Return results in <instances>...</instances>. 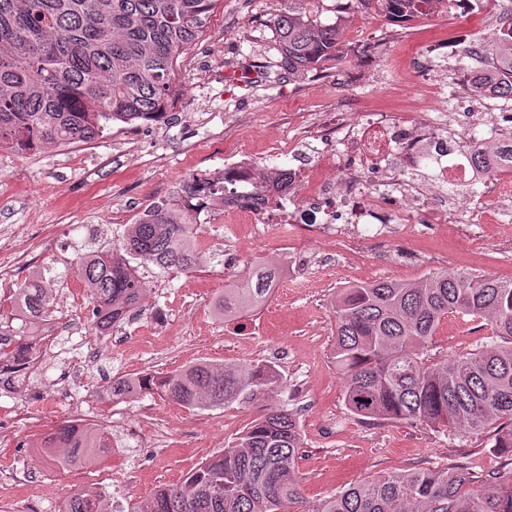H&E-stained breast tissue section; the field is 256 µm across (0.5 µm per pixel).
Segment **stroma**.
<instances>
[{"label": "stroma", "instance_id": "35a3bbf8", "mask_svg": "<svg viewBox=\"0 0 512 512\" xmlns=\"http://www.w3.org/2000/svg\"><path fill=\"white\" fill-rule=\"evenodd\" d=\"M282 0H217L205 32L177 60L174 107L148 124L112 123L102 138L18 155L0 150V309L31 272L54 290L50 322L55 353L42 356L25 388L0 390V416L48 396L53 415L32 414L0 443V512L33 503L60 512L76 490L104 492L115 512H136L160 486L179 483L198 463L223 451L251 421L248 409L188 410L156 394L114 398L112 378L167 373L195 362H271L285 388L281 403L295 412L304 438L297 470L315 504L353 483L385 472L463 462L501 469L512 482V453H491L488 433L452 436L406 422L357 419L344 402L333 359L331 305L351 284L422 280L448 270L512 280V204L498 224L473 223L461 211L431 232L418 224L338 225L324 239L315 224L197 227L206 261L186 273L142 264L147 292L117 326L96 335L93 303L75 270L78 259L118 244L127 225L152 203L171 197L192 174L223 168L226 155L250 152L263 164L288 165L304 130L345 103L370 112L455 111L471 98L460 51L512 16V0H478L410 20L386 17L358 0H318L317 16L341 22L342 49L305 76L289 73L272 26ZM453 45L452 57L439 47ZM286 267L294 285L273 291L242 323L214 315L225 282L247 274L255 258ZM488 322L449 317L434 338L440 354L488 342ZM97 337L98 358L74 385L61 374L82 336ZM106 427L119 450L103 460L53 467L39 443L77 408Z\"/></svg>", "mask_w": 512, "mask_h": 512}]
</instances>
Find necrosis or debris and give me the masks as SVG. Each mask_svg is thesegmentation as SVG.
Segmentation results:
<instances>
[{
	"label": "necrosis or debris",
	"mask_w": 512,
	"mask_h": 512,
	"mask_svg": "<svg viewBox=\"0 0 512 512\" xmlns=\"http://www.w3.org/2000/svg\"><path fill=\"white\" fill-rule=\"evenodd\" d=\"M481 112H340L331 127L335 155L310 166L274 168L259 177L254 157L224 161V199L203 216L227 224H449L476 187L493 200L512 197V174L485 177L470 142L493 147L507 113L496 87Z\"/></svg>",
	"instance_id": "obj_1"
}]
</instances>
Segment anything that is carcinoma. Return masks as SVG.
<instances>
[{
    "instance_id": "obj_1",
    "label": "carcinoma",
    "mask_w": 512,
    "mask_h": 512,
    "mask_svg": "<svg viewBox=\"0 0 512 512\" xmlns=\"http://www.w3.org/2000/svg\"><path fill=\"white\" fill-rule=\"evenodd\" d=\"M216 0H0V149L24 153L90 142L112 122L154 121L171 107V74L201 34ZM315 0H283L273 19L288 69L305 75L336 56L340 26L313 14ZM390 17L423 16L454 0H359ZM512 70V20L464 57ZM191 177L177 195L153 203L127 226L121 245L84 256L77 275L106 331L137 307L143 284L135 260L182 271L199 265L194 211L214 194ZM277 271L261 259L224 285L214 312L224 320L261 305ZM52 294L38 273L14 293L0 320V363L33 357ZM333 359L345 405L361 420L405 421L451 434L494 429L495 448H512V281L438 271L415 283L377 280L342 288L332 303ZM490 322L491 340L452 357L431 354L451 315ZM283 378L270 362L199 361L167 374L112 379L114 396L160 393L186 409L256 408L259 416L231 446L199 462L184 480L161 486L139 512H512L501 472L464 463L378 474L308 507L296 472L303 438L295 414L278 402ZM43 448L111 447L105 427L67 421ZM102 494L79 490L62 512H102Z\"/></svg>"
}]
</instances>
